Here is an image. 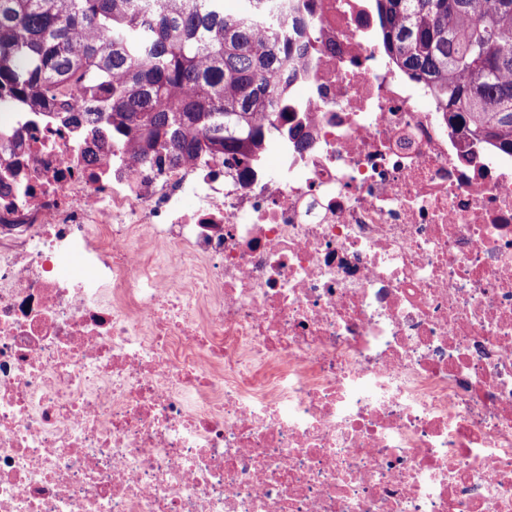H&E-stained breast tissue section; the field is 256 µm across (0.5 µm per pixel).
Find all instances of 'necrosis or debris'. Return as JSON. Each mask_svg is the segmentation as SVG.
<instances>
[{
    "label": "necrosis or debris",
    "mask_w": 512,
    "mask_h": 512,
    "mask_svg": "<svg viewBox=\"0 0 512 512\" xmlns=\"http://www.w3.org/2000/svg\"><path fill=\"white\" fill-rule=\"evenodd\" d=\"M268 21L245 162L0 113V512H512V153L375 0Z\"/></svg>",
    "instance_id": "4bbe7bcc"
}]
</instances>
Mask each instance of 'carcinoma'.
Listing matches in <instances>:
<instances>
[{"mask_svg": "<svg viewBox=\"0 0 512 512\" xmlns=\"http://www.w3.org/2000/svg\"><path fill=\"white\" fill-rule=\"evenodd\" d=\"M383 43L411 78L432 83L472 132L512 151V0H376ZM267 0H0V105H57L177 161H239L262 141L266 103L288 94L300 47L261 29ZM72 95L95 110L65 108Z\"/></svg>", "mask_w": 512, "mask_h": 512, "instance_id": "1", "label": "carcinoma"}]
</instances>
